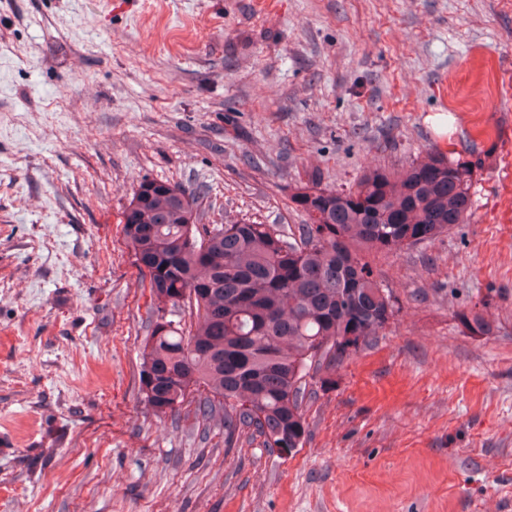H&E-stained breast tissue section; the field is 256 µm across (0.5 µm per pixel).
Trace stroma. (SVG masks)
<instances>
[{
  "instance_id": "35a3bbf8",
  "label": "stroma",
  "mask_w": 512,
  "mask_h": 512,
  "mask_svg": "<svg viewBox=\"0 0 512 512\" xmlns=\"http://www.w3.org/2000/svg\"><path fill=\"white\" fill-rule=\"evenodd\" d=\"M431 148L478 162L472 214L369 254L398 311L301 448L145 408L139 181L293 227L308 174ZM0 512H512V0H0Z\"/></svg>"
}]
</instances>
